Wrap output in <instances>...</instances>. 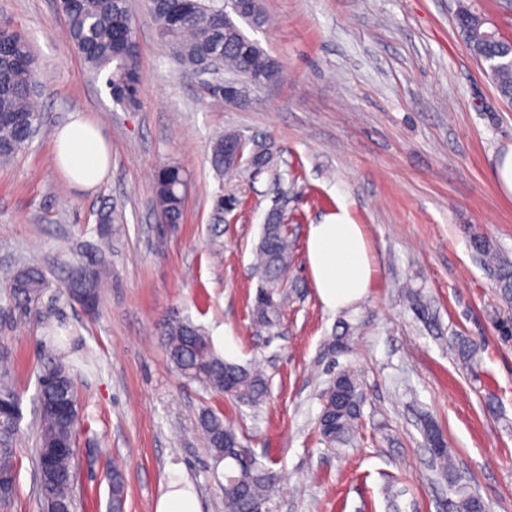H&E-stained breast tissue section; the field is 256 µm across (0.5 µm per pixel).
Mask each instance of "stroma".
<instances>
[{"instance_id":"1","label":"stroma","mask_w":512,"mask_h":512,"mask_svg":"<svg viewBox=\"0 0 512 512\" xmlns=\"http://www.w3.org/2000/svg\"><path fill=\"white\" fill-rule=\"evenodd\" d=\"M267 22L249 30L282 66L248 106L185 77L157 35L145 0L137 24L139 105H115L65 38L58 0H0V22L28 37L43 129L0 162V365L21 397L19 478L8 512H42L33 455L36 377L58 342L71 367L83 424L76 512H108L109 464L124 474V512H155L172 471L201 512H225L199 419L223 414L245 450L278 475L267 512H453L458 496L430 466L420 421L432 417L457 474L489 512H512V315L472 241L512 259V194L496 179L512 148V103L459 36L457 0H261ZM86 113L111 146V171L94 189L71 188L54 152L69 114ZM270 145L274 165L217 174L211 146L225 132ZM191 179L183 223L160 228L153 176L165 164ZM235 198L221 214L218 198ZM123 215L112 236V279L90 313L61 294L68 265L90 261L95 218ZM295 239L278 334H256L253 250L270 210ZM363 226L375 267L369 293L334 312L310 279V225L333 213ZM42 264L51 324L16 308L7 282ZM177 315L201 325L226 360L264 362L268 393L241 406L169 363L159 336ZM349 349L328 345L343 324ZM464 336L472 364L451 347ZM362 384L359 427L346 446L318 435L322 392L337 370Z\"/></svg>"}]
</instances>
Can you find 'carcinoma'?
Returning <instances> with one entry per match:
<instances>
[{
	"label": "carcinoma",
	"mask_w": 512,
	"mask_h": 512,
	"mask_svg": "<svg viewBox=\"0 0 512 512\" xmlns=\"http://www.w3.org/2000/svg\"><path fill=\"white\" fill-rule=\"evenodd\" d=\"M60 8L66 22V36L96 78L105 76V83L116 104L133 101L138 96L140 81L139 47L134 16L128 0H61ZM160 39L172 48L176 59L185 66L184 73L196 72L199 61L210 56L224 59V71L241 80L253 77L274 83L282 74L279 61L267 53L258 41L247 36L232 17L213 11L206 0H148ZM247 26L260 28L266 19L260 0H252L246 16ZM456 27L468 49L480 60L512 54V43L500 37L487 38V18L464 10L455 17ZM497 92L512 100V67L487 70ZM39 87L36 60L30 41L9 28L0 29V159L8 160L27 149L30 133L27 124L38 125L42 118L31 106ZM238 134L227 132L218 137L211 148L210 162L219 172L236 170L224 162V141ZM157 218L162 224H180L184 219L187 173L175 164L160 167L153 179ZM121 214L112 209L96 215V224L103 240L111 238L112 225L120 223ZM474 248L485 263L497 273L501 296L512 300V262L500 257L497 249L482 236L474 240ZM291 236L288 219L271 217L262 226L255 249V270L260 286L250 309L252 325L270 332L279 326L281 288L288 276L291 262ZM109 251L98 250L91 262L71 269L62 293L76 303L96 308L102 297L104 281L110 277ZM51 287L44 268L32 263L14 273L9 281V296L15 307L30 311ZM352 327L345 326L334 336L329 346L331 354H341L348 348ZM168 359L184 378L201 383L236 402L256 407L267 395V380L254 366L229 362L213 348L201 326L188 318H168L160 323ZM0 398L7 400L14 413L0 417V479L3 498L10 504L18 480L16 441L22 419L20 397L10 373L0 370ZM66 398L74 405L68 417L48 412L45 407ZM38 405L44 411L37 414V459L51 453L50 466L37 465V484L45 512H75V467L77 434L81 417L72 376L62 363L50 362L37 375ZM363 392L358 376L348 370L337 371L323 393L319 418L321 440L335 448L346 445L361 417ZM201 427L214 462L224 463L225 512H259L266 503L277 475L256 460L247 469L239 467V448L223 442L227 436L239 439L237 429L224 421L223 415L208 410L202 413ZM423 435L433 464L453 482L455 469L445 438L431 420L424 421ZM125 481L121 470L112 467V512H123ZM456 512H487L484 502L471 494L462 493L456 502Z\"/></svg>",
	"instance_id": "1"
}]
</instances>
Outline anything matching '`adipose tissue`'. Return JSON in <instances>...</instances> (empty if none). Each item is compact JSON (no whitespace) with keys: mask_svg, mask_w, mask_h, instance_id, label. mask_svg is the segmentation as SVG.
<instances>
[{"mask_svg":"<svg viewBox=\"0 0 512 512\" xmlns=\"http://www.w3.org/2000/svg\"><path fill=\"white\" fill-rule=\"evenodd\" d=\"M56 155L68 183L80 190L98 185L109 168V151L99 130L79 113L56 133ZM310 276L322 304L335 311L362 300L374 276L373 258L361 225L341 214L310 225Z\"/></svg>","mask_w":512,"mask_h":512,"instance_id":"ef3b65f1","label":"adipose tissue"}]
</instances>
